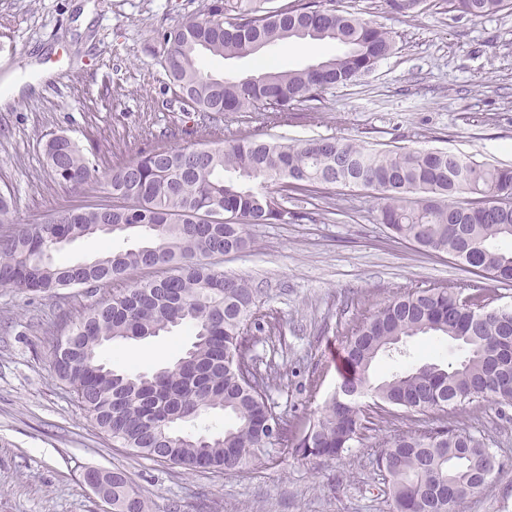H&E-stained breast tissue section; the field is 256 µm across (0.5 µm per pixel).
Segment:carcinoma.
I'll list each match as a JSON object with an SVG mask.
<instances>
[{"mask_svg":"<svg viewBox=\"0 0 512 512\" xmlns=\"http://www.w3.org/2000/svg\"><path fill=\"white\" fill-rule=\"evenodd\" d=\"M448 10L486 17L512 0H444ZM334 42L342 52L314 65L272 66L245 78L206 74V56L246 57L284 42ZM394 32L336 9V0H209L161 33L168 89L202 117L211 133L226 112H264L273 122L310 110L325 90L355 81L390 54ZM50 176L80 189L96 185L112 204L60 209L0 238V287L58 294L121 282L141 268L162 275L117 288L92 303L53 340L56 377L90 422L123 448L188 470H238L283 440L288 420L269 402L275 370H261L250 337L272 336L260 322L261 292L216 267L211 258L250 247L253 224L312 219L291 210L288 194H329L338 187L372 191L378 221L415 246L446 254L480 277L512 284V167L476 163L441 150L380 152L334 138L297 145L275 138L217 139L202 146L151 149L98 176L94 159L66 136L44 147ZM136 228L147 246L80 263L47 261L80 237ZM187 327L191 346L161 368H114L99 357L107 342L143 341ZM431 335L463 350L454 364L411 365L378 384L370 370L403 339ZM512 309L488 289H414L365 318L344 347L346 373L318 415L291 444L296 459L336 457L368 423L361 398L383 419L394 410L425 413L487 398L512 404ZM220 412L235 427L219 434L184 425ZM393 512H458L496 466L482 436L440 424L379 443ZM112 512H150L147 499L118 471L103 472Z\"/></svg>","mask_w":512,"mask_h":512,"instance_id":"carcinoma-1","label":"carcinoma"}]
</instances>
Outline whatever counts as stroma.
Returning <instances> with one entry per match:
<instances>
[{
  "label": "stroma",
  "mask_w": 512,
  "mask_h": 512,
  "mask_svg": "<svg viewBox=\"0 0 512 512\" xmlns=\"http://www.w3.org/2000/svg\"><path fill=\"white\" fill-rule=\"evenodd\" d=\"M207 0H0V46L16 47L13 74L42 66L34 85L12 93L0 70V189L15 210L0 235L43 221L56 210L103 203L93 188L52 182L44 142L65 135L95 158L100 170L157 147L210 142L208 128L167 90L160 33ZM349 12L394 31L396 48L357 82L322 93L312 111L270 124L260 113H228L223 134L365 142L378 150L436 148L479 162L512 166V10L474 18L422 0L407 14L385 0H343ZM336 53L332 43L278 44L260 57L209 59L214 77L256 74L259 58L301 68ZM288 208L314 221L257 224L252 245L225 258V272L259 288L262 320L274 337L256 336L258 363L278 369L270 390L289 436L299 435L336 390L330 350L387 301L414 288L473 283V274L444 254L397 239L378 221V201L360 188L333 200L289 199ZM123 234L78 239L61 261L94 259L137 246ZM83 290L52 296L0 288V512H107L84 482L87 469L123 472L152 512H392L376 465L378 444L403 431L440 422L481 434L497 465L464 512H512V406L488 399L447 415L400 413L365 430L341 456L297 460L270 450L240 471H191L145 459L114 445L85 418L55 376L51 346L93 302ZM186 330L145 343L106 345L104 361L163 366L187 347ZM407 358L381 356L378 382L406 364L448 363L457 345L433 336L404 339Z\"/></svg>",
  "instance_id": "stroma-1"
}]
</instances>
